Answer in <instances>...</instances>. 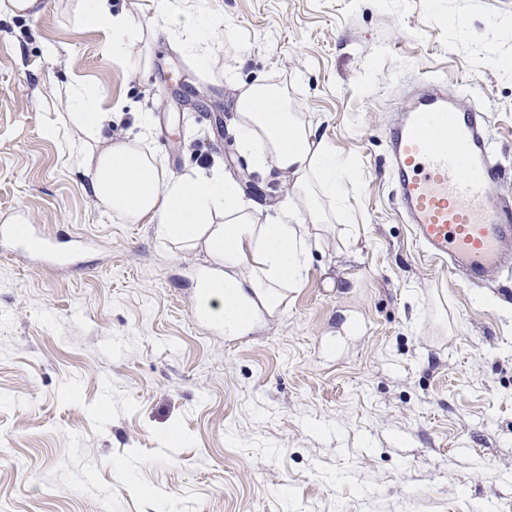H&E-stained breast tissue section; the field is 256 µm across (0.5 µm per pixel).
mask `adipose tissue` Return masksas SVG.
Wrapping results in <instances>:
<instances>
[{
	"label": "adipose tissue",
	"instance_id": "1",
	"mask_svg": "<svg viewBox=\"0 0 512 512\" xmlns=\"http://www.w3.org/2000/svg\"><path fill=\"white\" fill-rule=\"evenodd\" d=\"M77 17L103 32L107 54L126 58L133 52L136 30L127 15L113 13L112 0H80ZM64 96L73 122L102 145L97 152L77 150L92 197L126 223L151 218L162 239L203 247L222 264L223 277L208 284L209 298L229 333L241 329L249 304L276 307L282 289L301 282L309 227L328 221L319 199L342 197L345 182L335 155L278 88L258 81L240 87L234 122L241 150L258 170L276 169L287 187L275 223L262 220L259 208L220 171L170 174L153 152L113 141L112 118L100 109L97 89L74 84Z\"/></svg>",
	"mask_w": 512,
	"mask_h": 512
}]
</instances>
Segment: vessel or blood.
I'll return each instance as SVG.
<instances>
[{"instance_id": "vessel-or-blood-1", "label": "vessel or blood", "mask_w": 512, "mask_h": 512, "mask_svg": "<svg viewBox=\"0 0 512 512\" xmlns=\"http://www.w3.org/2000/svg\"><path fill=\"white\" fill-rule=\"evenodd\" d=\"M393 192L421 252L471 287L512 277V192L483 106L428 92L386 130Z\"/></svg>"}]
</instances>
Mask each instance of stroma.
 I'll return each mask as SVG.
<instances>
[{
    "label": "stroma",
    "instance_id": "35a3bbf8",
    "mask_svg": "<svg viewBox=\"0 0 512 512\" xmlns=\"http://www.w3.org/2000/svg\"><path fill=\"white\" fill-rule=\"evenodd\" d=\"M77 4L0 0V223L61 256L0 253V512H512V279L422 256L384 140L427 77L480 94L512 170V0H194L234 33L207 59L159 0H112L160 30L129 59ZM233 79L300 105L346 194L301 284L229 336L192 317L203 248L92 199L61 95L97 86L116 141L150 113L169 172L209 158L273 217L284 186L238 146Z\"/></svg>",
    "mask_w": 512,
    "mask_h": 512
}]
</instances>
